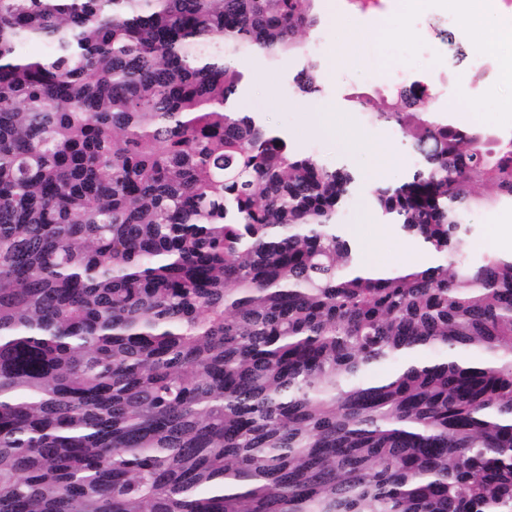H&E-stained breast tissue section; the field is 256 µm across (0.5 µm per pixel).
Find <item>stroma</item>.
<instances>
[{
  "mask_svg": "<svg viewBox=\"0 0 512 512\" xmlns=\"http://www.w3.org/2000/svg\"><path fill=\"white\" fill-rule=\"evenodd\" d=\"M336 2L345 6L350 18L341 29L322 21L316 33L317 40L325 44L320 69L322 95L312 101L299 99L288 83L285 69L270 67L255 58L250 60L245 73V105L260 113L266 124L282 133L294 149L314 152L327 168H347L356 173L357 185L336 221L344 225L356 243L362 262L413 255L419 253V246L394 225L376 252L365 248L368 232L381 222L369 203L371 188L380 180L404 181L414 158L393 128L368 123L365 114L347 107L344 97L354 92L373 96L387 92L391 84L387 68L394 62L413 77L429 80L439 96V106L449 109V117L456 124H463L464 118L451 105L463 95L468 99L469 109L480 113L473 124L475 130L494 138L511 135L512 55L504 53L501 47L486 45L487 34L494 32L503 20L496 0H488L487 20L480 29L472 28L460 17L449 19L446 0H426L419 10H402L395 0H383L382 9L366 13L358 11L350 0ZM484 52L494 58L496 77L486 85L468 87L467 79ZM316 111L335 113L337 126H349L360 133V145L347 150L340 145L338 134L309 132L308 122ZM385 150L394 152L400 165L379 174L375 171V160ZM494 224H512V207L502 205L470 215L467 260L478 261L494 253L490 232Z\"/></svg>",
  "mask_w": 512,
  "mask_h": 512,
  "instance_id": "1",
  "label": "stroma"
}]
</instances>
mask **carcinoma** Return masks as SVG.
Masks as SVG:
<instances>
[{"mask_svg":"<svg viewBox=\"0 0 512 512\" xmlns=\"http://www.w3.org/2000/svg\"><path fill=\"white\" fill-rule=\"evenodd\" d=\"M317 2L0 0V512H512V256L463 260L512 137L347 95L441 257L362 268L354 173L242 106V57L322 91Z\"/></svg>","mask_w":512,"mask_h":512,"instance_id":"cac0c4a2","label":"carcinoma"}]
</instances>
